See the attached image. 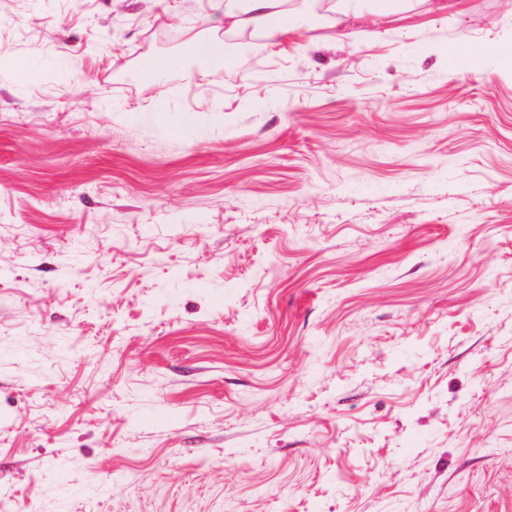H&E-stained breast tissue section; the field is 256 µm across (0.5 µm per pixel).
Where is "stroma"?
Listing matches in <instances>:
<instances>
[{
  "label": "stroma",
  "mask_w": 512,
  "mask_h": 512,
  "mask_svg": "<svg viewBox=\"0 0 512 512\" xmlns=\"http://www.w3.org/2000/svg\"><path fill=\"white\" fill-rule=\"evenodd\" d=\"M441 2L0 0L11 512H512V72L443 52L512 0ZM285 0H225L224 19L232 25L246 24L278 38L294 30V16Z\"/></svg>",
  "instance_id": "obj_1"
}]
</instances>
